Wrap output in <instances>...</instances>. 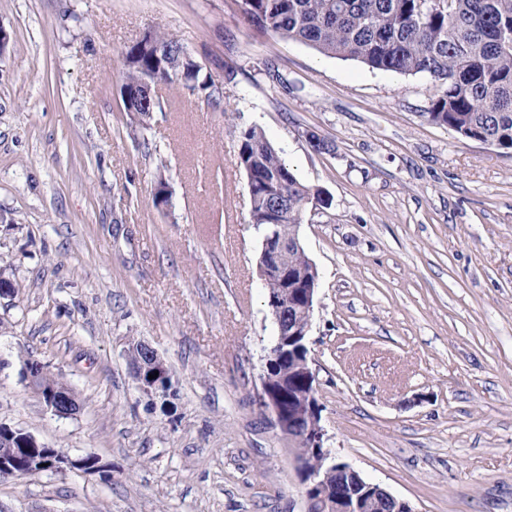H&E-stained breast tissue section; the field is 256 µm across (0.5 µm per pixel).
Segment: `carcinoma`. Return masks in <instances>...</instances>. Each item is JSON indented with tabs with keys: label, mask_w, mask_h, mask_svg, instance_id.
<instances>
[{
	"label": "carcinoma",
	"mask_w": 512,
	"mask_h": 512,
	"mask_svg": "<svg viewBox=\"0 0 512 512\" xmlns=\"http://www.w3.org/2000/svg\"><path fill=\"white\" fill-rule=\"evenodd\" d=\"M256 30L295 40L321 54L355 60L372 70L421 75L435 88L423 116L467 139L512 150V0H236ZM123 111L150 112L153 97L135 95L159 81H181L217 104L221 86L200 79L199 59L164 32H146L125 53ZM238 163L251 187L253 224H275L286 238L304 212L330 207L323 190L302 183L256 126L237 129ZM291 274L312 278L304 250L282 256ZM291 391L311 385L293 363L283 365Z\"/></svg>",
	"instance_id": "cac0c4a2"
}]
</instances>
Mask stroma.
Listing matches in <instances>:
<instances>
[{
	"label": "stroma",
	"instance_id": "stroma-1",
	"mask_svg": "<svg viewBox=\"0 0 512 512\" xmlns=\"http://www.w3.org/2000/svg\"><path fill=\"white\" fill-rule=\"evenodd\" d=\"M0 27V423L106 466L0 478V512H304L259 400L275 326L239 126L332 200L299 229L327 447L413 512H512V153L426 120L427 79L258 32L235 0H0ZM151 29L206 57L220 106L175 84L147 125L121 111ZM137 341L172 413L138 388ZM31 359L79 413L45 407ZM140 357L134 364H130L132 374L138 388L152 400L168 393L172 382V375L165 361L149 344L138 342ZM158 371V377L149 379L148 374ZM163 381V383H162Z\"/></svg>",
	"mask_w": 512,
	"mask_h": 512
}]
</instances>
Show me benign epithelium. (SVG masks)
<instances>
[{
  "mask_svg": "<svg viewBox=\"0 0 512 512\" xmlns=\"http://www.w3.org/2000/svg\"><path fill=\"white\" fill-rule=\"evenodd\" d=\"M255 228L262 239L264 261L259 265L261 277L265 281L276 279L283 287L282 295H272L268 300L277 341L264 348L261 401L272 410L276 426L281 435L288 436L292 446L320 450L329 458V465L323 473L310 470L300 459H295L297 474L304 489L305 512H372L381 500L389 503V512H414L408 502L395 497L380 485L364 480L350 464L336 460V456L324 447L322 407L316 397V389L300 394L296 421L287 418L285 393L272 387L269 372L271 365L282 357L293 358L307 375L313 371L307 339L318 284L297 281L281 262V254L287 249L302 248L300 238L292 235L285 241L277 236L269 224H257ZM138 349L140 357L131 365L138 388L152 399L167 394L172 382L169 367L149 344L140 342ZM154 372L158 373V377L148 378ZM25 375L33 391L54 415L67 418L80 411L81 404L70 386L46 382L48 373L40 361L29 360ZM68 469L96 473L103 471L104 466L97 457L72 459L56 453L32 434L0 424V478L23 477L31 472H64ZM334 475L340 476L336 483L331 481Z\"/></svg>",
  "mask_w": 512,
  "mask_h": 512,
  "instance_id": "1",
  "label": "benign epithelium"
}]
</instances>
